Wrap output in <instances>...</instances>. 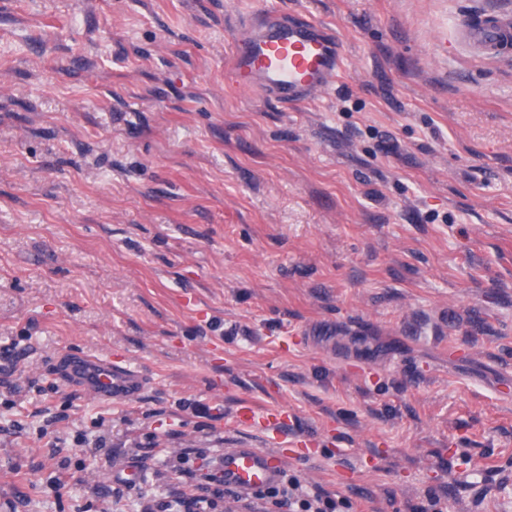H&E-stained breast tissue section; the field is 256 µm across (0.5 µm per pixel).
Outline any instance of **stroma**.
I'll return each instance as SVG.
<instances>
[{
    "mask_svg": "<svg viewBox=\"0 0 512 512\" xmlns=\"http://www.w3.org/2000/svg\"><path fill=\"white\" fill-rule=\"evenodd\" d=\"M252 9L334 32L335 87L232 86ZM479 13L512 0H0V512H169L243 439L338 512H512V55ZM62 350L154 385L100 403ZM464 34L470 44L485 54L503 55L512 46V26L491 14H484L478 21H468Z\"/></svg>",
    "mask_w": 512,
    "mask_h": 512,
    "instance_id": "1",
    "label": "stroma"
}]
</instances>
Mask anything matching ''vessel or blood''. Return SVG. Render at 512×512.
I'll use <instances>...</instances> for the list:
<instances>
[{"label":"vessel or blood","mask_w":512,"mask_h":512,"mask_svg":"<svg viewBox=\"0 0 512 512\" xmlns=\"http://www.w3.org/2000/svg\"><path fill=\"white\" fill-rule=\"evenodd\" d=\"M464 34L482 53L512 51V26L493 15L468 22ZM238 40L244 48L229 59L232 82L272 103L309 102L332 88L344 67L341 42L306 18L291 19L271 10L245 23ZM53 365L66 385L115 406L137 401L149 386L140 367L109 357L64 352ZM216 468L226 490L252 496L280 481L283 462L274 452L243 443L225 449Z\"/></svg>","instance_id":"1"}]
</instances>
